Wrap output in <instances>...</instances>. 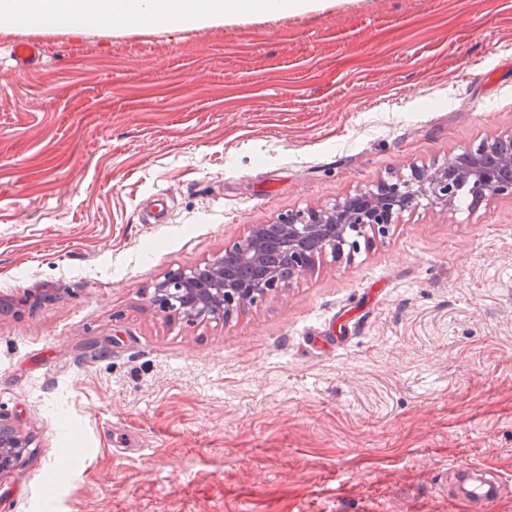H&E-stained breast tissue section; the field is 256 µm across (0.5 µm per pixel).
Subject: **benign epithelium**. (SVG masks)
Segmentation results:
<instances>
[{
    "label": "benign epithelium",
    "mask_w": 512,
    "mask_h": 512,
    "mask_svg": "<svg viewBox=\"0 0 512 512\" xmlns=\"http://www.w3.org/2000/svg\"><path fill=\"white\" fill-rule=\"evenodd\" d=\"M487 153H497L502 164L494 175H481L469 182L475 201L488 195L512 191V178L505 181L499 172L512 175V136L498 137L476 147H467L443 164L432 168H413L408 175H395L377 183L374 189L361 193L355 210H344L339 202L330 209L298 211L281 218L282 234L278 243H268L267 225L255 226L241 241L225 248L238 257V262L255 274V281H241L234 269L224 267L222 258L209 263V273L199 275L191 268L168 276L156 289L154 302L161 310L176 303L201 315H229L237 308L254 303L268 293L284 287L292 277L310 270L314 256L307 249L308 240L325 236L327 246L337 253L355 250L359 238L366 234L388 232L400 212L421 196L430 201L447 202L462 188L458 166L478 163ZM26 448L20 431L12 424L0 423V474L13 468Z\"/></svg>",
    "instance_id": "1"
}]
</instances>
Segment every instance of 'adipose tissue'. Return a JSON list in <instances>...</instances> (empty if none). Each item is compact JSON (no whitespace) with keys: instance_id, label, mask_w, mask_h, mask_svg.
<instances>
[{"instance_id":"ef3b65f1","label":"adipose tissue","mask_w":512,"mask_h":512,"mask_svg":"<svg viewBox=\"0 0 512 512\" xmlns=\"http://www.w3.org/2000/svg\"><path fill=\"white\" fill-rule=\"evenodd\" d=\"M329 0H0V22L24 19L37 26H69L79 17L98 28L124 32L144 28L147 19L164 14L170 27L226 25L245 13L304 15L323 10Z\"/></svg>"}]
</instances>
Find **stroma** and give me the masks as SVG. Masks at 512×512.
<instances>
[{
	"instance_id": "35a3bbf8",
	"label": "stroma",
	"mask_w": 512,
	"mask_h": 512,
	"mask_svg": "<svg viewBox=\"0 0 512 512\" xmlns=\"http://www.w3.org/2000/svg\"><path fill=\"white\" fill-rule=\"evenodd\" d=\"M40 44L16 69L13 45ZM512 134V0L0 24V512H512V194L418 199L229 317L167 275ZM26 448L20 431L12 424L0 423V474L13 468ZM449 477L455 487L449 500L457 512H474L477 505L486 506L498 496L501 487L499 477L480 466L449 469Z\"/></svg>"
}]
</instances>
